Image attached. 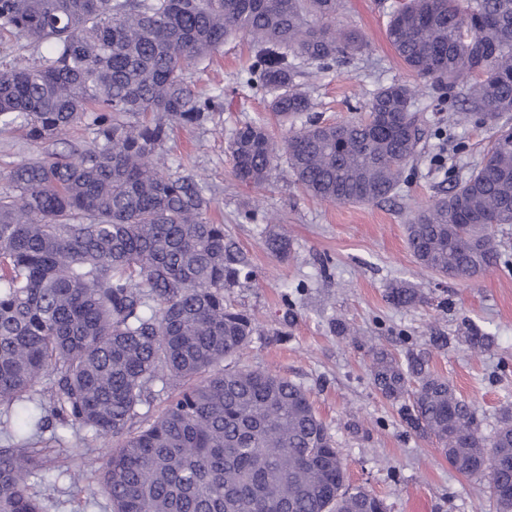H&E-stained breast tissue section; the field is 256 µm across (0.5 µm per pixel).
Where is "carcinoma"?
I'll list each match as a JSON object with an SVG mask.
<instances>
[{
    "label": "carcinoma",
    "mask_w": 512,
    "mask_h": 512,
    "mask_svg": "<svg viewBox=\"0 0 512 512\" xmlns=\"http://www.w3.org/2000/svg\"><path fill=\"white\" fill-rule=\"evenodd\" d=\"M342 0H0V45L30 48L0 66V128L41 146L77 124L90 137L45 151L0 189V512H48L28 483L56 486L38 437L85 431L115 439L101 465L110 512H386L346 485V464L309 393L287 377L224 368L254 332L224 306L244 254L208 217L211 199L183 162L165 163L173 125L224 111L189 67L238 35L246 82L269 96L282 139L247 122L229 143L234 177L268 183L280 160L311 196L375 204L399 189L425 137L423 87L455 93L459 120L495 130L490 149L448 195L416 207L407 245L426 271L467 282L498 264L485 224H512V0H401L386 37L418 83L393 81L365 116L309 119L301 65L361 53L337 22ZM267 249L290 255L283 234ZM396 307L424 302L412 284L387 289ZM454 341L484 352L492 336L462 323ZM372 386L404 423L432 439L458 473L485 478L497 512H512V408L491 435L452 383L419 354L369 348ZM167 393L161 412L152 408Z\"/></svg>",
    "instance_id": "cac0c4a2"
}]
</instances>
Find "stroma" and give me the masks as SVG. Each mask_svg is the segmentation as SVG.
<instances>
[{
  "mask_svg": "<svg viewBox=\"0 0 512 512\" xmlns=\"http://www.w3.org/2000/svg\"><path fill=\"white\" fill-rule=\"evenodd\" d=\"M396 4L343 0L341 21L361 32L369 47L307 78L322 122L358 116L378 86L414 82L385 36ZM249 58V45L239 38L212 60L190 67L191 86L223 95L224 109L204 125L175 128L167 144L169 160L187 157L190 170L204 181L212 218L253 270L249 283L224 293L225 305L255 325L248 346L226 359V367L271 370L308 390L345 459L348 484L378 495L387 512H495L486 479L453 470L435 442L410 430L397 405L375 391L367 355L372 345L428 352L431 368L472 404L487 434L512 402V225L496 229L497 267L469 282L422 271L406 243L416 206L444 197L464 179L491 146L492 130L474 120L456 122L448 93L428 86L417 106L430 134L391 200L329 204L309 196L283 164L265 187L245 186L233 175L229 140L240 123L272 118L263 93L241 82ZM270 215L276 223H267ZM281 232L290 240L292 259L276 258L266 248L267 236ZM399 280L415 284L424 303L390 304L387 290ZM465 319L495 336L490 351L475 355L452 344H430L431 336L456 335ZM340 320L355 335H337ZM109 450L104 440L84 449L72 491L40 486L52 512H105L99 504L84 507L83 500L96 488L95 475Z\"/></svg>",
  "mask_w": 512,
  "mask_h": 512,
  "instance_id": "35a3bbf8",
  "label": "stroma"
}]
</instances>
